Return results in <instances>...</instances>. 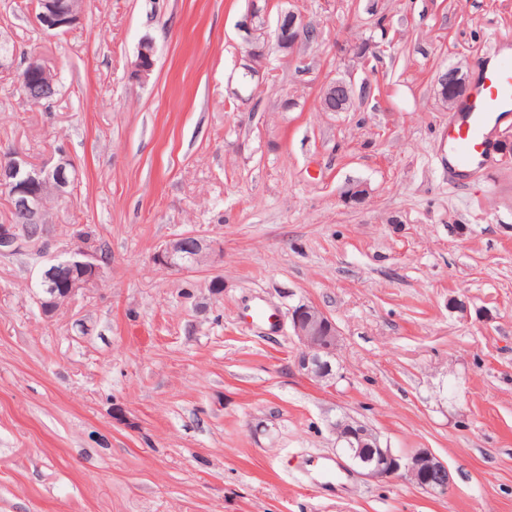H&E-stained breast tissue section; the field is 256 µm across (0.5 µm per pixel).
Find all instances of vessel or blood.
Segmentation results:
<instances>
[{
	"label": "vessel or blood",
	"instance_id": "1",
	"mask_svg": "<svg viewBox=\"0 0 512 512\" xmlns=\"http://www.w3.org/2000/svg\"><path fill=\"white\" fill-rule=\"evenodd\" d=\"M511 119L512 43L502 39L478 64L472 89L448 122V169L455 179L466 180L487 164L493 143ZM244 319L271 330L278 325L276 312L260 303L247 305Z\"/></svg>",
	"mask_w": 512,
	"mask_h": 512
}]
</instances>
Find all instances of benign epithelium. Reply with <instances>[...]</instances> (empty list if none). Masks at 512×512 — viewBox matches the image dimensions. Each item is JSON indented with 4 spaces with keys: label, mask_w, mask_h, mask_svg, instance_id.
<instances>
[{
    "label": "benign epithelium",
    "mask_w": 512,
    "mask_h": 512,
    "mask_svg": "<svg viewBox=\"0 0 512 512\" xmlns=\"http://www.w3.org/2000/svg\"><path fill=\"white\" fill-rule=\"evenodd\" d=\"M86 0H33V21L47 33H65L79 24L83 18ZM269 0H251L244 20L240 24L246 43L242 57L244 77L254 79L263 75L266 67V44ZM307 25L302 15L288 7L277 13L274 35L278 47L293 54L305 39ZM155 48L150 40L143 41L136 58L130 65V77L139 83L150 80L155 67ZM16 57H0V70L15 69ZM17 70V69H15ZM23 81L25 101L40 104L53 100L57 91L54 70L40 57L25 61L18 69ZM439 97L446 104L466 88V76L457 68L438 73L435 80ZM323 111L349 112L354 108V87L343 79H329L321 89ZM339 108H334V105ZM78 179V170L63 152L47 161L36 163L29 157L13 150L0 160V188L6 191L10 210L21 215L22 224H0V255L33 250L49 258L40 272V309L46 316L56 314L61 307L89 287L97 284L105 275L107 264L100 249L87 252L77 249L67 259L50 256L52 235L47 192L60 199L70 193ZM211 245L206 239L191 233L179 234L169 239L154 256L155 262L166 269H186L201 263L209 254ZM294 336L304 345L305 352L299 358V368L308 376L326 379L334 375L332 361L336 359L339 331L333 319L321 308L300 304L289 310ZM336 443L352 450L349 454L360 473L371 479L404 477L420 484V474L436 472L442 480L441 489L450 482L447 467L426 451L411 455L395 453L381 447L379 439L365 431L356 421L341 418L333 424ZM372 449L371 458H361V449Z\"/></svg>",
    "instance_id": "benign-epithelium-1"
}]
</instances>
